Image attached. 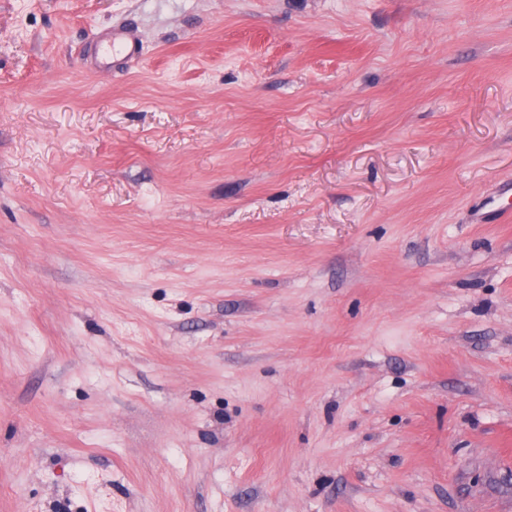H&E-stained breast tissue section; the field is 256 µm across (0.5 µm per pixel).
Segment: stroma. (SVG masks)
Masks as SVG:
<instances>
[{"mask_svg": "<svg viewBox=\"0 0 512 512\" xmlns=\"http://www.w3.org/2000/svg\"><path fill=\"white\" fill-rule=\"evenodd\" d=\"M511 182L512 0H0V512H512Z\"/></svg>", "mask_w": 512, "mask_h": 512, "instance_id": "obj_1", "label": "stroma"}]
</instances>
